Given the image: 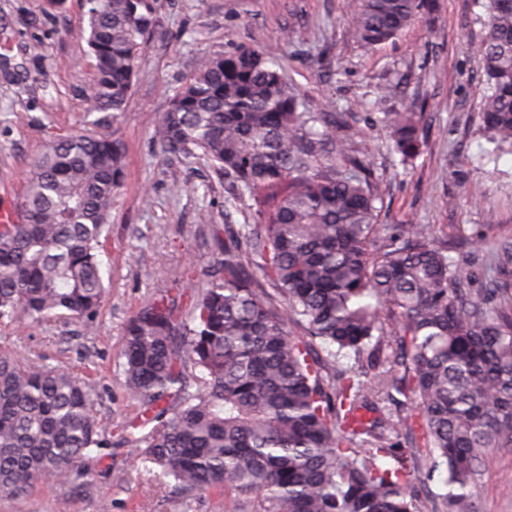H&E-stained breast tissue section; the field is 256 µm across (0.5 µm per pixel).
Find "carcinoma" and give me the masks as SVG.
I'll return each instance as SVG.
<instances>
[{
    "instance_id": "obj_1",
    "label": "carcinoma",
    "mask_w": 512,
    "mask_h": 512,
    "mask_svg": "<svg viewBox=\"0 0 512 512\" xmlns=\"http://www.w3.org/2000/svg\"><path fill=\"white\" fill-rule=\"evenodd\" d=\"M88 112L124 111L153 31L152 0H87ZM351 41L392 40L430 0H352ZM480 128L512 153V0H484ZM406 162L424 146L404 100L374 112ZM343 115L288 86L277 53L203 56L161 113L160 152L205 159L254 223L192 281L183 318L159 294L128 320L121 358L138 404L118 444L185 500L224 512H479L487 451L512 448V239L470 263L429 228L377 223L382 199ZM125 151L111 132L54 137L30 169L20 220L0 224V322L91 334L98 260ZM96 394L73 373L0 353V497L66 483L108 456Z\"/></svg>"
}]
</instances>
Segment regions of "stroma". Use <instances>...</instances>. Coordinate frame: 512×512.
I'll use <instances>...</instances> for the list:
<instances>
[{
  "instance_id": "obj_1",
  "label": "stroma",
  "mask_w": 512,
  "mask_h": 512,
  "mask_svg": "<svg viewBox=\"0 0 512 512\" xmlns=\"http://www.w3.org/2000/svg\"><path fill=\"white\" fill-rule=\"evenodd\" d=\"M155 26L138 59V80L117 120L105 123L126 146L125 173L112 202L99 254L107 287L95 335L48 321L0 323V347L69 369L98 396L96 412L113 425L134 412L121 367L129 317L148 298L183 287L186 266L203 272L221 257L226 229L253 221L250 204L229 206L223 181L202 160L163 156L152 137L158 116L206 54L238 46L278 49L293 87L312 103L331 102L355 129L380 181L382 224H419L459 242L483 287L481 237L512 238V154L490 156L479 130L484 86L475 0H435L395 39L364 48L347 37V0H153ZM44 0H0V200L21 204L26 173L49 139L93 128L86 111L88 47L79 35L86 0H66L45 14ZM399 81L423 112L425 145L407 165L390 150L385 129L371 124L386 82ZM184 184V191L173 188ZM150 204H143V197ZM474 494L479 512H512V448L491 449ZM0 512H224L212 493L187 503L158 497L152 476L128 448L64 484L38 486Z\"/></svg>"
}]
</instances>
